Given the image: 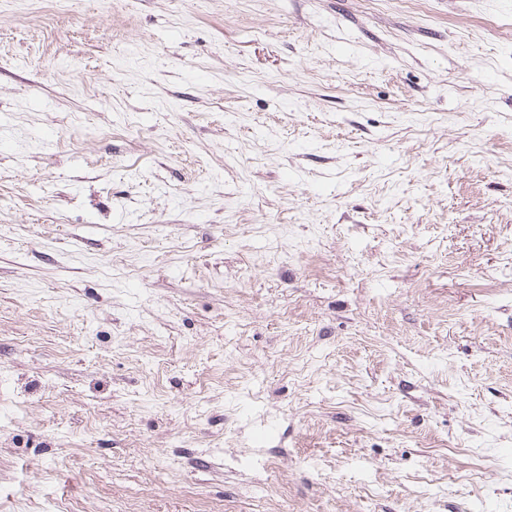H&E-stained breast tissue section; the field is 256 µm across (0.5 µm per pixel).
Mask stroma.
<instances>
[{
	"mask_svg": "<svg viewBox=\"0 0 512 512\" xmlns=\"http://www.w3.org/2000/svg\"><path fill=\"white\" fill-rule=\"evenodd\" d=\"M0 512H512V0H0Z\"/></svg>",
	"mask_w": 512,
	"mask_h": 512,
	"instance_id": "stroma-1",
	"label": "stroma"
}]
</instances>
